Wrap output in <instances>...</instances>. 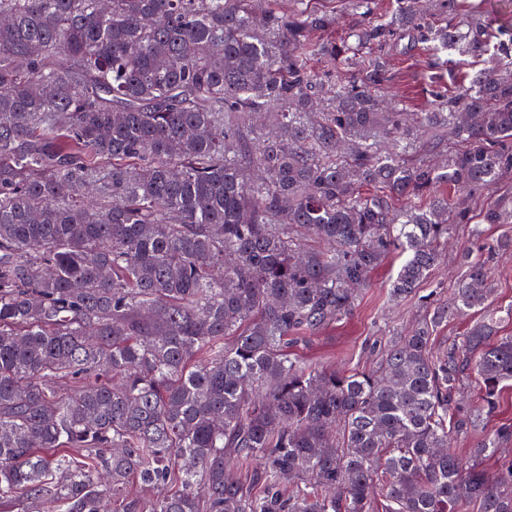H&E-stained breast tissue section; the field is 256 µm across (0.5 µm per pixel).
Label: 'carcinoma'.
Instances as JSON below:
<instances>
[{
    "instance_id": "1",
    "label": "carcinoma",
    "mask_w": 512,
    "mask_h": 512,
    "mask_svg": "<svg viewBox=\"0 0 512 512\" xmlns=\"http://www.w3.org/2000/svg\"><path fill=\"white\" fill-rule=\"evenodd\" d=\"M345 4L338 37L335 0H0V512H512V465L479 468L508 429L447 450L512 382L511 237L378 370L290 352L390 255L398 301L453 225L512 224L437 193L512 174V28L493 50L473 0ZM406 36L472 64L412 123L381 99ZM495 305H512V254L499 258L492 274ZM477 315H471L468 317L457 318L448 321V324L440 329L435 338V347L444 348L457 343L467 328L475 321Z\"/></svg>"
}]
</instances>
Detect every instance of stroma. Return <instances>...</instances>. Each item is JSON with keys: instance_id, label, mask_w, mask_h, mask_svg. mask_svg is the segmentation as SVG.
Returning a JSON list of instances; mask_svg holds the SVG:
<instances>
[{"instance_id": "35a3bbf8", "label": "stroma", "mask_w": 512, "mask_h": 512, "mask_svg": "<svg viewBox=\"0 0 512 512\" xmlns=\"http://www.w3.org/2000/svg\"><path fill=\"white\" fill-rule=\"evenodd\" d=\"M402 46L403 54L393 60L398 76L385 88L384 96L387 102L417 112L426 105L431 92V56L424 44L406 40ZM506 235L512 236V224L483 225L477 237L472 235L470 225H457L452 233L454 253L448 254L421 285L418 296L399 303L390 301L389 288L401 260L388 257L361 291L353 312L334 327L298 339L293 352L316 367L333 365L346 371L375 368L380 358L375 343L411 328L423 313L421 296L434 292L438 297H446L461 272L457 252L479 251Z\"/></svg>"}]
</instances>
